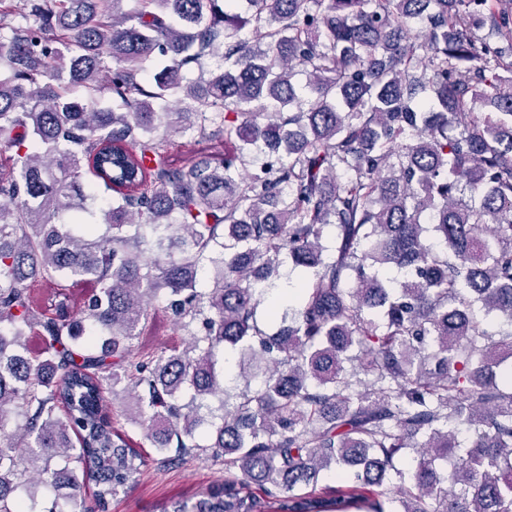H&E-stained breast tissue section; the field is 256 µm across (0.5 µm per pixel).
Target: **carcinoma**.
I'll list each match as a JSON object with an SVG mask.
<instances>
[{
    "mask_svg": "<svg viewBox=\"0 0 512 512\" xmlns=\"http://www.w3.org/2000/svg\"><path fill=\"white\" fill-rule=\"evenodd\" d=\"M25 2L0 23V512H106L147 465L116 400L157 468L224 462L160 512H257L254 486L273 512H512V0ZM180 129L204 147L176 164ZM36 278L89 286L81 315ZM160 297L190 341L145 358Z\"/></svg>",
    "mask_w": 512,
    "mask_h": 512,
    "instance_id": "obj_1",
    "label": "carcinoma"
}]
</instances>
